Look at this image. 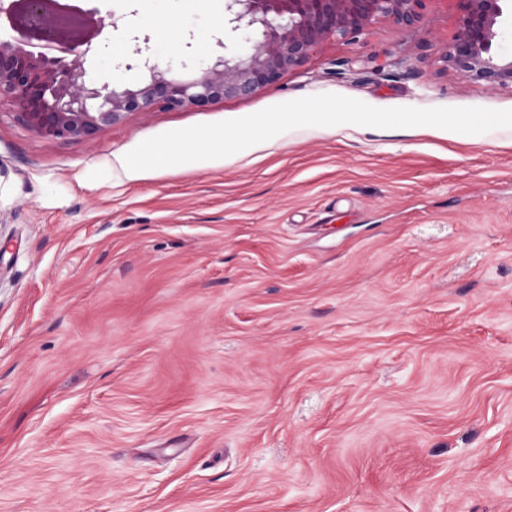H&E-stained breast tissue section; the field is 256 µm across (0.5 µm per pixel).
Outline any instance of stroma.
<instances>
[{
	"instance_id": "35a3bbf8",
	"label": "stroma",
	"mask_w": 512,
	"mask_h": 512,
	"mask_svg": "<svg viewBox=\"0 0 512 512\" xmlns=\"http://www.w3.org/2000/svg\"><path fill=\"white\" fill-rule=\"evenodd\" d=\"M161 60L224 0H99ZM177 21L179 36L165 29ZM453 0L251 98L87 139L0 104V512H512V129L342 124L138 183L145 139L334 93L512 109L446 70ZM96 73L133 47L105 28Z\"/></svg>"
}]
</instances>
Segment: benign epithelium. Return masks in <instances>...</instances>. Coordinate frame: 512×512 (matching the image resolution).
Returning <instances> with one entry per match:
<instances>
[{
    "label": "benign epithelium",
    "instance_id": "benign-epithelium-1",
    "mask_svg": "<svg viewBox=\"0 0 512 512\" xmlns=\"http://www.w3.org/2000/svg\"><path fill=\"white\" fill-rule=\"evenodd\" d=\"M0 0L17 38L0 35V101L17 108L34 133L54 138H86L123 121L133 112L154 108L204 109L221 99L249 98L282 76L303 67L328 40L357 43L378 22L403 28L418 25L430 0H224V35L243 44L229 51L215 38L217 50L195 60L194 36L182 42L181 68L199 76L184 82L171 75L155 55L152 32L132 25L125 35L133 45L126 67L143 73L134 88L87 79L90 55L107 48L92 37L64 36L46 0H25L26 21L16 22ZM456 31L442 61L463 79L489 90L512 89V55L499 52V31L512 25V0H454ZM259 30L262 38L252 39Z\"/></svg>",
    "mask_w": 512,
    "mask_h": 512
}]
</instances>
